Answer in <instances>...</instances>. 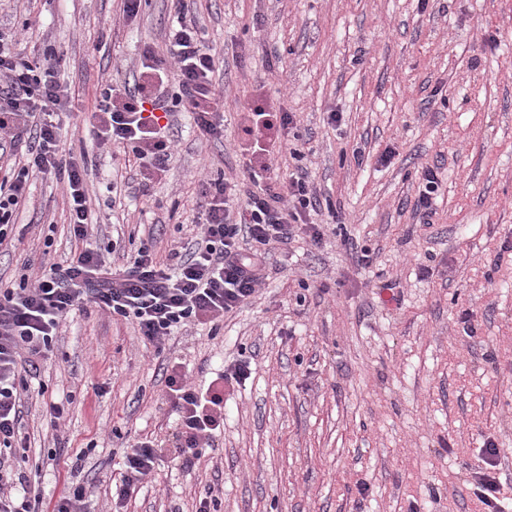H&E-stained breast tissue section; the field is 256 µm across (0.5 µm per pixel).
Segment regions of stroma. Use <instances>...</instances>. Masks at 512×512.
<instances>
[{"label":"stroma","instance_id":"obj_1","mask_svg":"<svg viewBox=\"0 0 512 512\" xmlns=\"http://www.w3.org/2000/svg\"><path fill=\"white\" fill-rule=\"evenodd\" d=\"M183 4L219 55L224 139L175 111L170 169L143 195L127 186L133 156L97 148L89 118L101 86L133 83L145 48L165 53L178 4L142 0L129 17L123 0H0L17 51L48 52L68 89L60 146L88 161L99 244L116 242L119 261L150 239L168 260L199 218L204 182L241 179L244 111L259 100L294 113L302 164L336 209L316 221L338 228L320 246L300 236L273 250L252 302L160 352L135 322L82 303L39 363L44 393L14 472L44 503L81 483L86 512H111L124 452L147 439L165 454L126 512H196L210 486L219 512H484L469 483L491 442L512 512V0ZM429 165L439 190L423 226L414 210ZM15 222L26 232L0 245L2 281L83 246L54 177L30 180ZM243 352L251 374L224 389L223 433L195 464L171 460L164 367L198 386ZM52 402L65 406L55 429Z\"/></svg>","mask_w":512,"mask_h":512}]
</instances>
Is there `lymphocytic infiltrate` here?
I'll use <instances>...</instances> for the list:
<instances>
[{"instance_id":"lymphocytic-infiltrate-1","label":"lymphocytic infiltrate","mask_w":512,"mask_h":512,"mask_svg":"<svg viewBox=\"0 0 512 512\" xmlns=\"http://www.w3.org/2000/svg\"><path fill=\"white\" fill-rule=\"evenodd\" d=\"M170 63L153 49L134 86H107L91 127L98 144L130 150L142 167L139 191L153 176L166 171L173 155L169 125L173 105L190 112L203 136L224 137L220 93L213 81L216 56L202 29L185 14L167 34ZM67 91L56 80L48 60L17 52L12 37L0 31V160L24 156L14 168L9 186L0 185V244L10 240L14 216L26 198L31 174L62 178L70 200L69 224L75 239L85 246L66 264L41 266L35 278L0 284V469L6 452L21 441L24 398L30 377L49 351L63 317L84 300H92L112 316L135 319L145 344L161 347L174 329L189 325H219L225 314L250 302L266 280L271 249L288 246L302 232L321 244L327 227L314 223L320 195L307 172L295 167L272 174V159L289 149L299 161L300 149L288 145L294 127L292 113L269 103L248 108L243 134L253 142V157L243 172L245 200L231 210L234 185L221 179L206 182L203 222L184 244L176 264L157 259L146 241L123 265L107 263L100 248L90 245L95 224L88 203L86 168L65 159L60 151ZM250 363L236 361L230 371L217 373L206 390H197L177 371L165 376V385L180 419L177 458L191 463L202 442L224 425V384L242 381ZM160 449L151 443L131 445L118 497L134 493L153 472Z\"/></svg>"}]
</instances>
